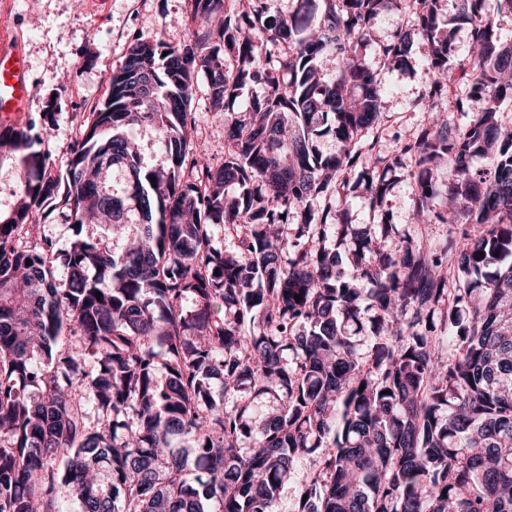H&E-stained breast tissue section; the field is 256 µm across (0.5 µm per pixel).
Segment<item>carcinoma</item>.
Listing matches in <instances>:
<instances>
[{
	"label": "carcinoma",
	"instance_id": "carcinoma-1",
	"mask_svg": "<svg viewBox=\"0 0 512 512\" xmlns=\"http://www.w3.org/2000/svg\"><path fill=\"white\" fill-rule=\"evenodd\" d=\"M231 2L189 0L181 44L134 39L59 173L39 149L47 129L0 126V161L17 164L0 211V512H62L66 497L81 512H279L281 486L319 449L294 512H512V265L500 270L512 130L497 119L512 44L498 43L485 0H458L451 23L443 0H412L414 28H398L382 59L404 66L414 36L428 42L429 120L382 155L361 138L382 88L360 50L404 0H291L286 14L274 0ZM458 25L472 51L454 68ZM256 30L287 49L278 65L266 67ZM200 75L224 113L217 167L191 155ZM458 83L469 92L456 111L472 118L456 131L441 105ZM255 84L244 110L228 109ZM138 127L161 164L143 165ZM324 136L336 154L317 152ZM480 155L491 165L474 167ZM406 157L412 216L450 226L444 242L406 236L387 213L352 224L343 203L312 208L358 188L382 206ZM47 209L75 226L60 257L18 245ZM96 216L121 251L83 233ZM222 224L237 251L211 246ZM64 332L75 348H59ZM215 376L224 398L267 397L271 412L257 424L247 401L216 403Z\"/></svg>",
	"mask_w": 512,
	"mask_h": 512
}]
</instances>
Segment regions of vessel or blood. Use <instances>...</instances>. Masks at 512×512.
<instances>
[{
  "label": "vessel or blood",
  "mask_w": 512,
  "mask_h": 512,
  "mask_svg": "<svg viewBox=\"0 0 512 512\" xmlns=\"http://www.w3.org/2000/svg\"><path fill=\"white\" fill-rule=\"evenodd\" d=\"M33 93L29 69L21 51L0 48V124H15L27 112Z\"/></svg>",
  "instance_id": "vessel-or-blood-1"
}]
</instances>
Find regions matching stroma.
<instances>
[{"label": "stroma", "instance_id": "stroma-1", "mask_svg": "<svg viewBox=\"0 0 512 512\" xmlns=\"http://www.w3.org/2000/svg\"><path fill=\"white\" fill-rule=\"evenodd\" d=\"M413 9L404 0L401 11L380 15L371 41L361 50L364 62L379 71L384 87L380 121L381 149L395 148L393 133L416 134L427 123L424 101L429 83L426 69L428 46L417 41L406 66H384L379 47L394 34L397 25L411 27ZM192 26L188 0H0V45L20 43L34 86L30 116L43 112L55 101L57 117L42 144L54 169L63 167L69 148L79 139L84 123L105 98L112 72L122 62L134 38H163L183 42ZM196 130L192 152L221 164L224 118L210 112L203 91H196L190 105ZM415 185L401 177L386 198L385 207L412 237L444 240L447 226L415 223L410 201Z\"/></svg>", "mask_w": 512, "mask_h": 512}]
</instances>
